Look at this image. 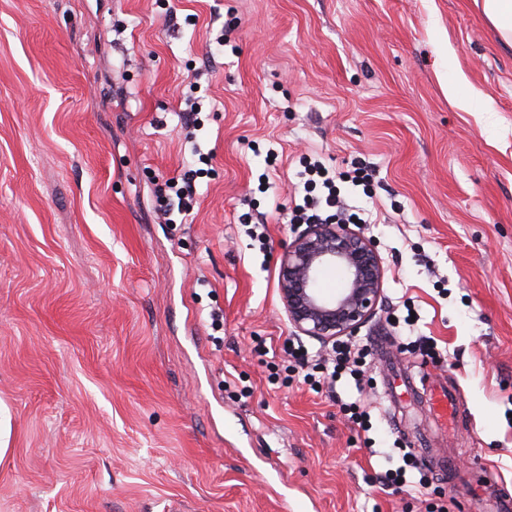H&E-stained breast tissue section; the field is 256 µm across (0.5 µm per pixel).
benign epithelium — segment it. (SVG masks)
Wrapping results in <instances>:
<instances>
[{"mask_svg": "<svg viewBox=\"0 0 512 512\" xmlns=\"http://www.w3.org/2000/svg\"><path fill=\"white\" fill-rule=\"evenodd\" d=\"M281 299L292 327L331 342L354 335L375 314L384 268L372 238L347 224H310L283 254ZM326 266L340 267L347 287L323 296L316 282Z\"/></svg>", "mask_w": 512, "mask_h": 512, "instance_id": "1", "label": "benign epithelium"}]
</instances>
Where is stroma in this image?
Instances as JSON below:
<instances>
[{
	"mask_svg": "<svg viewBox=\"0 0 512 512\" xmlns=\"http://www.w3.org/2000/svg\"><path fill=\"white\" fill-rule=\"evenodd\" d=\"M441 72L480 91L470 111ZM310 157L381 181L341 187L385 269L361 392L313 390L284 353ZM188 168L198 202L165 223ZM407 373L460 413L426 446ZM359 397L367 433L341 408ZM0 399V512H512V49L481 5L0 0ZM406 453L407 484L380 485ZM438 78L445 95L448 97L449 104L464 111H469L472 86L462 81H448L446 77L438 76Z\"/></svg>",
	"mask_w": 512,
	"mask_h": 512,
	"instance_id": "35a3bbf8",
	"label": "stroma"
}]
</instances>
